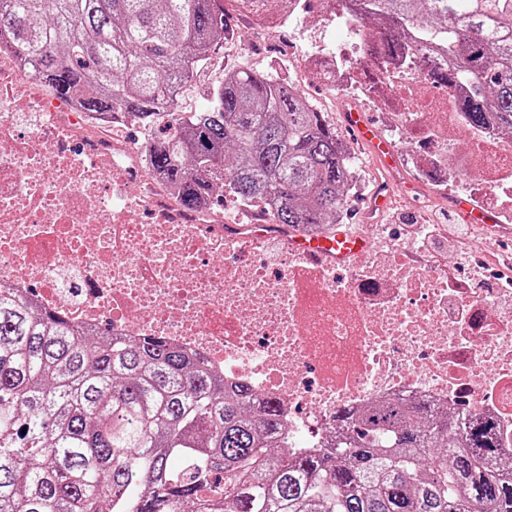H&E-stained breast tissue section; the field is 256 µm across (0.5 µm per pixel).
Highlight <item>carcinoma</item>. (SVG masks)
Returning a JSON list of instances; mask_svg holds the SVG:
<instances>
[{
  "mask_svg": "<svg viewBox=\"0 0 512 512\" xmlns=\"http://www.w3.org/2000/svg\"><path fill=\"white\" fill-rule=\"evenodd\" d=\"M354 2L378 64L404 56L405 29L431 35L427 84L463 82L468 124L512 132V0ZM234 35L221 0H0V53L63 104L129 117L184 210L265 197L281 227L336 230L350 159L287 79L234 67L205 110L177 111ZM337 421L336 447L292 449L277 400L0 291V512H512L493 419L380 401Z\"/></svg>",
  "mask_w": 512,
  "mask_h": 512,
  "instance_id": "carcinoma-1",
  "label": "carcinoma"
}]
</instances>
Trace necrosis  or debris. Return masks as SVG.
Returning <instances> with one entry per match:
<instances>
[{
	"label": "necrosis or debris",
	"mask_w": 512,
	"mask_h": 512,
	"mask_svg": "<svg viewBox=\"0 0 512 512\" xmlns=\"http://www.w3.org/2000/svg\"><path fill=\"white\" fill-rule=\"evenodd\" d=\"M386 70L334 41L298 70L385 112L418 182L444 194L452 163L477 168L481 205L512 204V135L469 129L459 94L391 108L424 80L425 38ZM0 287L40 310L127 341L154 336L282 406L292 448H325L339 411L391 398L494 419L512 464V288L448 277L415 241L390 240L341 266L266 254L270 228L225 229L188 212L122 142L127 120L99 137L86 115L56 110L32 72L0 53ZM467 133L458 161L451 132Z\"/></svg>",
	"instance_id": "1"
}]
</instances>
